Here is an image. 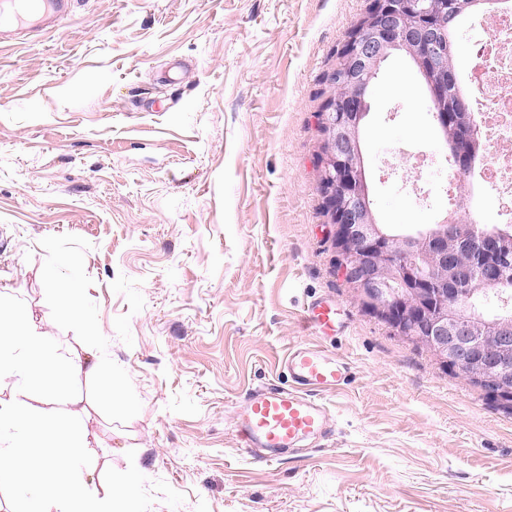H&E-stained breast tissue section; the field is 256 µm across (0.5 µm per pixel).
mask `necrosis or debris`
<instances>
[{"label":"necrosis or debris","instance_id":"4bbe7bcc","mask_svg":"<svg viewBox=\"0 0 512 512\" xmlns=\"http://www.w3.org/2000/svg\"><path fill=\"white\" fill-rule=\"evenodd\" d=\"M489 24L493 39H475L469 29ZM454 47L461 85L476 106V133L481 152L476 158L473 189L452 193L450 212L470 215L477 190L494 194L502 204L500 221L512 224V0H499L488 13H469L458 26Z\"/></svg>","mask_w":512,"mask_h":512}]
</instances>
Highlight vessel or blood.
Segmentation results:
<instances>
[{
  "label": "vessel or blood",
  "instance_id": "vessel-or-blood-1",
  "mask_svg": "<svg viewBox=\"0 0 512 512\" xmlns=\"http://www.w3.org/2000/svg\"><path fill=\"white\" fill-rule=\"evenodd\" d=\"M10 7L14 30L22 34L33 31L36 16L66 12L69 4L67 0H12ZM307 321L326 336L339 334L344 327L336 306L325 300L311 305ZM284 361L291 386L251 395L236 414L234 432L243 449L266 448L274 453L327 433L329 409L320 396L348 382V364L308 344L290 347Z\"/></svg>",
  "mask_w": 512,
  "mask_h": 512
}]
</instances>
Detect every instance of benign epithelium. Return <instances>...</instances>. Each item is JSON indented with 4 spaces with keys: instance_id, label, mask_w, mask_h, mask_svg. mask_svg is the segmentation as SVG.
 <instances>
[{
    "instance_id": "1",
    "label": "benign epithelium",
    "mask_w": 512,
    "mask_h": 512,
    "mask_svg": "<svg viewBox=\"0 0 512 512\" xmlns=\"http://www.w3.org/2000/svg\"><path fill=\"white\" fill-rule=\"evenodd\" d=\"M382 9L370 17V36L354 47L356 69L380 60L387 50L407 47L428 68L444 65L443 51L425 29H408L401 24L400 9L393 0H380ZM349 113L331 107L320 113L319 125L327 145L324 167L332 182L331 223L339 238L338 270L344 281L370 301L388 322L394 334L415 340L439 358L451 357L461 369H471L474 378L512 399V334L477 336L475 313L449 307L453 294L441 287L448 269V243L435 240L432 246L402 261L413 287L395 272L389 258L395 254L390 238L374 224H363L356 206V178L342 157L358 149L349 133Z\"/></svg>"
}]
</instances>
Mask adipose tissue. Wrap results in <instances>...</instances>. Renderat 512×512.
Listing matches in <instances>:
<instances>
[{
    "instance_id": "obj_1",
    "label": "adipose tissue",
    "mask_w": 512,
    "mask_h": 512,
    "mask_svg": "<svg viewBox=\"0 0 512 512\" xmlns=\"http://www.w3.org/2000/svg\"><path fill=\"white\" fill-rule=\"evenodd\" d=\"M102 361L74 362L69 349L25 309L0 302V381L16 392L0 399V485L16 492L13 512H136L137 480L91 489V460L98 446L87 428L49 409L32 411L18 402L34 382L51 399V377L67 368L97 375Z\"/></svg>"
}]
</instances>
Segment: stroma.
Instances as JSON below:
<instances>
[{"label":"stroma","mask_w":512,"mask_h":512,"mask_svg":"<svg viewBox=\"0 0 512 512\" xmlns=\"http://www.w3.org/2000/svg\"><path fill=\"white\" fill-rule=\"evenodd\" d=\"M370 0H73L0 45V294L72 357L61 407L102 441L95 486L133 475L138 512H512V410L367 313L336 269L318 114ZM363 128L380 223L427 228L448 187L407 167L447 154L406 61L372 82ZM80 276L81 324L42 273ZM346 314L310 327V303ZM331 348L327 437L273 462L237 409L288 386L290 347ZM308 312L307 322L323 336L337 335L345 326V322L339 318L340 313L336 305L327 300L314 302Z\"/></svg>","instance_id":"1"}]
</instances>
